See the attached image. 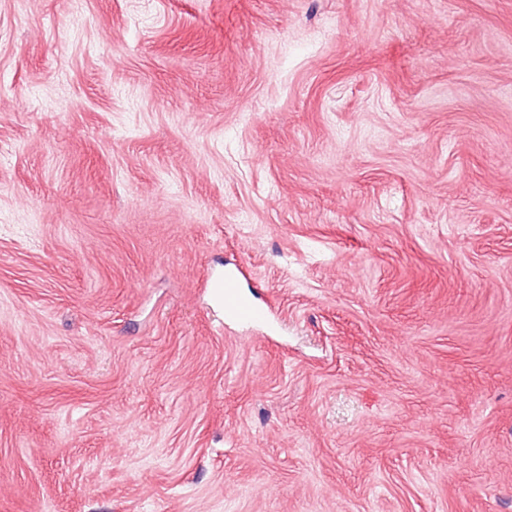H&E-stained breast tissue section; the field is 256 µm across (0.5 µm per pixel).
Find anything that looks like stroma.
Segmentation results:
<instances>
[{"instance_id": "1", "label": "stroma", "mask_w": 512, "mask_h": 512, "mask_svg": "<svg viewBox=\"0 0 512 512\" xmlns=\"http://www.w3.org/2000/svg\"><path fill=\"white\" fill-rule=\"evenodd\" d=\"M0 512H512V0H0ZM212 296L224 318V324L257 327L266 323L267 310L246 297L235 271H224L211 284Z\"/></svg>"}]
</instances>
